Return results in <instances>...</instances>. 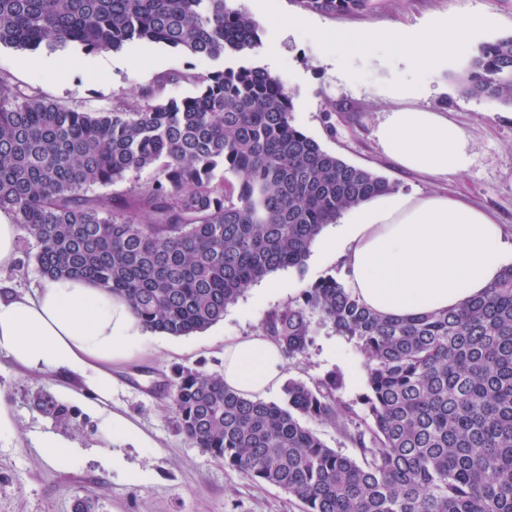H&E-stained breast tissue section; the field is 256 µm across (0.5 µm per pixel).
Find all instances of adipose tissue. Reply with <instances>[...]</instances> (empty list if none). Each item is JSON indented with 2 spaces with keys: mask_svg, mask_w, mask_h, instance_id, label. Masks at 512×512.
<instances>
[{
  "mask_svg": "<svg viewBox=\"0 0 512 512\" xmlns=\"http://www.w3.org/2000/svg\"><path fill=\"white\" fill-rule=\"evenodd\" d=\"M464 26L439 24L389 43L421 67L471 50L468 29L487 17L465 12ZM375 135L400 167L432 177L469 170L473 143L448 116L404 107L385 113ZM349 271L348 285L368 308L406 317L461 306L500 277L508 257L503 228L480 208L435 193L386 194L351 208L336 226ZM145 334L130 305L111 291L78 278L45 279L30 293L0 282V355L33 372L80 373L99 399L112 395L109 364L142 353ZM285 360L268 337L226 343L221 377L247 397L277 389Z\"/></svg>",
  "mask_w": 512,
  "mask_h": 512,
  "instance_id": "adipose-tissue-1",
  "label": "adipose tissue"
}]
</instances>
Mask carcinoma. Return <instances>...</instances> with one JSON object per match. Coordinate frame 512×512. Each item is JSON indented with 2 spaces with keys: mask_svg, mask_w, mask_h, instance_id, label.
Wrapping results in <instances>:
<instances>
[{
  "mask_svg": "<svg viewBox=\"0 0 512 512\" xmlns=\"http://www.w3.org/2000/svg\"><path fill=\"white\" fill-rule=\"evenodd\" d=\"M371 0H301L330 14ZM165 45L217 60L261 45L227 0H0V46L86 54ZM162 94L85 112L0 76V210L34 236L39 272L81 277L129 303L142 327L187 336L223 320L252 283L300 267L326 224L397 184L331 154L292 121L282 82L240 64ZM512 105V35L485 43L463 81ZM150 173L145 180L138 179ZM134 177L121 194L100 193ZM365 360L363 413L340 378H290L280 402L180 368L163 385L181 431L216 461L280 488L302 512H512V266L456 310L385 317L327 276L267 313L289 358L318 327ZM328 423L360 458L301 418Z\"/></svg>",
  "mask_w": 512,
  "mask_h": 512,
  "instance_id": "carcinoma-1",
  "label": "carcinoma"
}]
</instances>
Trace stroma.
I'll use <instances>...</instances> for the list:
<instances>
[{
	"label": "stroma",
	"mask_w": 512,
	"mask_h": 512,
	"mask_svg": "<svg viewBox=\"0 0 512 512\" xmlns=\"http://www.w3.org/2000/svg\"><path fill=\"white\" fill-rule=\"evenodd\" d=\"M229 4L257 23L261 45L244 60L283 81L301 131L346 162L396 183L399 193L465 196L502 224L512 242V105L463 93L469 56L444 58L428 70L384 37L393 28L418 33L438 22H460L469 6L489 15L485 25L469 30L470 40L493 42L512 35V0H372L368 11L347 16L304 9L300 0ZM363 31L372 35L365 53L327 40ZM50 55L2 46L0 75L52 102L89 111L152 90L164 76L166 96H191L198 90L196 76L244 61L228 56L218 63L164 45H128L104 52L112 69L96 73L78 49L54 54L66 60L63 69L47 66ZM398 83L410 88L407 106L447 113L470 136L473 161L462 178L408 172L383 154L375 131L395 106L390 89ZM17 251L16 267L0 277L29 292L42 280L30 233H22ZM344 274L340 254L323 257L313 250L302 267L280 269L254 283L205 331L149 334L143 358L113 365L108 401L98 400L79 376L28 372L0 356V407L13 424L12 435L0 439V512H74L85 496L95 498L96 512H301L299 502L281 489L252 481L190 442L158 384L178 366L222 372L225 341L253 336L268 311L321 277ZM329 372L342 380L340 397L357 403L364 391V358L354 341L322 326L307 352L287 361L285 375L311 384ZM116 411L135 423L145 442L110 432ZM48 434L69 443L71 463L58 464L40 448ZM116 453L123 463L119 469L112 465ZM128 470L140 472V480L128 482Z\"/></svg>",
	"instance_id": "35a3bbf8"
}]
</instances>
